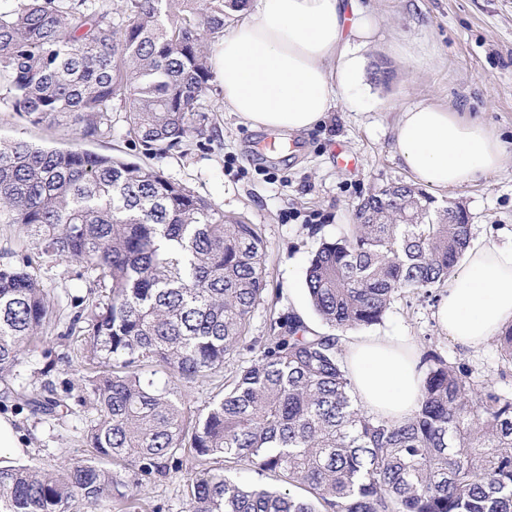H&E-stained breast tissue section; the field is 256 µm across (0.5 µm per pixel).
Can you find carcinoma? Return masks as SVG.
<instances>
[{
	"label": "carcinoma",
	"instance_id": "1",
	"mask_svg": "<svg viewBox=\"0 0 512 512\" xmlns=\"http://www.w3.org/2000/svg\"><path fill=\"white\" fill-rule=\"evenodd\" d=\"M247 2L0 0V111L69 119L89 137L118 100L127 136L163 154L191 136L211 40ZM432 203L419 190L413 224L388 207L383 224L320 239L305 286L325 329L287 308L257 339L252 316L272 293L260 225L224 217L152 166L78 144L0 142V224L21 225L42 258L73 262L107 290L70 320L89 366L83 393L47 382L30 396L8 377L58 311L29 257L0 267L4 398L50 417L92 414L84 458L55 473L0 466V512L132 503L131 488L179 471L185 454L197 466L184 512H512V393L430 349L411 417L382 419L351 396L344 333L381 323L404 290L445 285L473 240L472 225ZM498 340L512 366V325ZM243 350L252 359L189 411L183 389ZM238 465L279 486L234 480Z\"/></svg>",
	"mask_w": 512,
	"mask_h": 512
}]
</instances>
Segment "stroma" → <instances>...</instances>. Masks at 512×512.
<instances>
[{
    "label": "stroma",
    "mask_w": 512,
    "mask_h": 512,
    "mask_svg": "<svg viewBox=\"0 0 512 512\" xmlns=\"http://www.w3.org/2000/svg\"><path fill=\"white\" fill-rule=\"evenodd\" d=\"M377 20L371 41L360 50L365 59L362 85L337 101L325 123L309 132L281 135L252 130L225 110L217 92L194 113L193 133L164 157L146 154L128 141L124 115H112V127L98 136L79 139L74 123L32 124L26 116L0 112V140L24 139L50 148L80 143L85 150L150 164L163 175L208 200L225 215L257 224L266 242V274L270 289L279 290L277 304H262L251 320V333L263 335L271 309L291 308L310 326L322 323L311 309L305 270L317 239L306 225L319 224L327 237L349 230L354 207L372 189L410 181L411 174L394 146L396 125L404 107L429 103L477 117L497 130L507 144L501 167L490 176L434 192L437 205L462 203L474 239L512 241V0H364ZM354 158L348 169L337 152ZM292 219H285V212ZM52 301L64 314L55 326L54 363L40 352L26 355L15 368L11 385L31 391L44 380L84 384L80 339L66 337L71 303L88 297L92 283L66 260L36 262L31 267ZM438 288L404 291L391 303L381 324L366 335L394 336L416 352L433 347L448 360L465 364L475 380L490 381L512 391V372H505L496 338L470 349L448 337L434 313ZM21 441L16 452L0 454V463H23L51 472L83 457L86 413L63 419L0 403ZM146 485L139 506L114 504L112 512H183L185 472Z\"/></svg>",
    "instance_id": "1"
}]
</instances>
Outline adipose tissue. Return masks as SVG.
Segmentation results:
<instances>
[{
  "mask_svg": "<svg viewBox=\"0 0 512 512\" xmlns=\"http://www.w3.org/2000/svg\"><path fill=\"white\" fill-rule=\"evenodd\" d=\"M374 20L358 0H254L215 47L211 64L224 106L245 126L285 134L321 125L340 94L359 86V54ZM395 145L413 180L446 190L496 171L501 135L484 122L435 104L405 107ZM446 334L477 348L512 322V244L468 248L436 309ZM345 359L357 405L390 420L418 406L417 353L389 336H355Z\"/></svg>",
  "mask_w": 512,
  "mask_h": 512,
  "instance_id": "1",
  "label": "adipose tissue"
}]
</instances>
